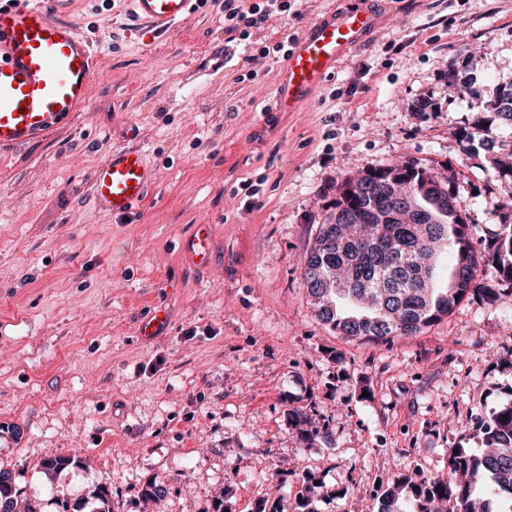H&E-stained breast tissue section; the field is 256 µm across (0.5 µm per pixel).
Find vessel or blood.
Segmentation results:
<instances>
[{
    "label": "vessel or blood",
    "mask_w": 512,
    "mask_h": 512,
    "mask_svg": "<svg viewBox=\"0 0 512 512\" xmlns=\"http://www.w3.org/2000/svg\"><path fill=\"white\" fill-rule=\"evenodd\" d=\"M73 0H0V150H13L65 125L86 103L95 72L92 44L68 17ZM133 20L166 34L187 21L193 0H128ZM381 23L373 0H350L347 7L318 20L288 45L285 65L272 91L279 111L298 112L313 93L334 77L349 51L366 43ZM156 183L153 168L137 148L112 150L98 165L90 185L94 205L125 217L143 203ZM206 225L184 242L192 265L207 259ZM167 318L154 309L139 334H163Z\"/></svg>",
    "instance_id": "b4317fda"
}]
</instances>
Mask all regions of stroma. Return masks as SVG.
<instances>
[{
  "mask_svg": "<svg viewBox=\"0 0 512 512\" xmlns=\"http://www.w3.org/2000/svg\"><path fill=\"white\" fill-rule=\"evenodd\" d=\"M346 2L296 0L246 41L225 31L224 0L161 36L127 0L73 5L97 55L89 102L0 153V467L41 512L97 487L112 512H150L152 481L163 512H256L308 472L314 512H378L393 477L445 473L452 448H483L475 420L512 406V301L464 300L384 344L336 335L302 286L339 185L371 166L431 169L473 238L512 223L484 132L512 84V0H380L379 29L312 104L273 111L284 61L258 48ZM124 146L157 181L115 218L88 186ZM199 224L203 268L178 248ZM157 305L168 328L142 339ZM312 406L327 434L303 442L291 415ZM70 456L82 467H39Z\"/></svg>",
  "mask_w": 512,
  "mask_h": 512,
  "instance_id": "1",
  "label": "stroma"
}]
</instances>
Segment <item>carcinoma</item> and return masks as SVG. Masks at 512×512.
<instances>
[{
	"label": "carcinoma",
	"instance_id": "carcinoma-1",
	"mask_svg": "<svg viewBox=\"0 0 512 512\" xmlns=\"http://www.w3.org/2000/svg\"><path fill=\"white\" fill-rule=\"evenodd\" d=\"M493 110L499 127H512L511 89L499 93ZM501 149L505 153L494 156L490 166L509 184L505 207L512 210V163H502V157H512V140ZM397 186L413 201L408 215L392 200ZM446 247L453 276L450 286L441 288L435 270ZM481 268L512 282V224L502 226L489 248L478 249L448 184L428 168L401 162L369 167L340 185L304 258L302 281L321 322L347 337L391 343L417 335L471 296L502 301L500 289L479 277ZM477 429L491 451L476 455L459 448L449 455L444 475L394 479L381 495L379 512H402L398 501L407 488L411 512H512V407L479 420ZM71 464L80 459H45L40 467L49 476ZM318 489L305 475L294 505L279 497L258 512H314L309 505ZM90 499L91 512H112L107 489H94ZM0 512H39L15 486L12 473L2 469Z\"/></svg>",
	"mask_w": 512,
	"mask_h": 512
}]
</instances>
